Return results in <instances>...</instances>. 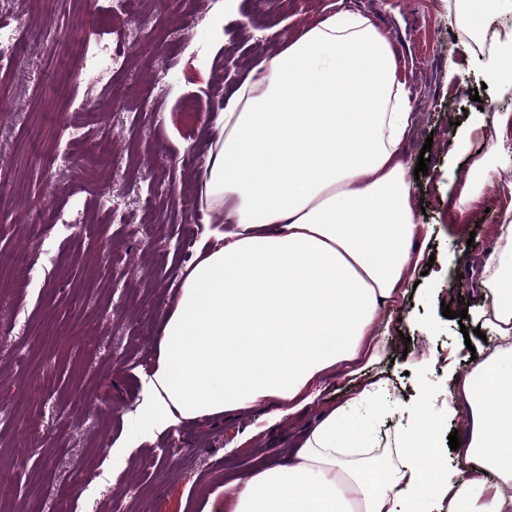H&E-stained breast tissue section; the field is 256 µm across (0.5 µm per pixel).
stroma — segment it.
<instances>
[{"label": "stroma", "instance_id": "35a3bbf8", "mask_svg": "<svg viewBox=\"0 0 512 512\" xmlns=\"http://www.w3.org/2000/svg\"><path fill=\"white\" fill-rule=\"evenodd\" d=\"M111 9L112 0H63L48 34L30 42L15 69L0 71V281L9 285L0 292V512L36 502L44 512H225V482L286 462L322 410L348 403L375 374L386 378L392 407L376 425L381 457L394 453L401 409L424 399L441 470L455 475L449 436L466 433L468 418L448 411L455 385L447 367L469 373L472 350L485 346L465 339L457 319L477 299L460 252L486 259L512 201L505 170L479 188L468 223H452L459 180L492 140L473 136L465 151L459 142L477 112L512 114V89L484 85L471 35L448 0H165L116 34L96 22ZM341 9L384 30L408 75L404 155L412 167L419 154L429 158L415 196L425 208L420 222L432 228L433 266L383 312V350L362 375L329 372L313 403L276 422L267 406L201 418L112 459L131 433L160 324L193 255L185 244L201 234L190 203L209 113L260 61ZM73 37L89 51L119 38L127 70L106 84L73 75ZM70 124L82 127L80 139L68 140ZM106 140L120 151L97 152ZM57 150L71 155L70 170L49 168ZM158 168L171 186L155 184ZM77 212L93 216L91 228L59 223V214ZM19 252L30 262L20 278L11 262ZM446 306L454 318L443 316ZM171 448L185 462L174 463Z\"/></svg>", "mask_w": 512, "mask_h": 512}]
</instances>
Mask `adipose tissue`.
Returning a JSON list of instances; mask_svg holds the SVG:
<instances>
[{"mask_svg": "<svg viewBox=\"0 0 512 512\" xmlns=\"http://www.w3.org/2000/svg\"><path fill=\"white\" fill-rule=\"evenodd\" d=\"M453 11L478 34L512 0H453ZM407 83L388 35L338 11L238 85L196 173L208 218L159 329L137 433L263 405L276 421L311 403L328 371L374 358L378 318L425 265L430 236L400 150L412 119ZM488 123L493 157L469 169L461 215L479 183L512 168V117L474 126ZM504 215L505 244L475 284L491 308L474 314L504 346L455 380L469 421L457 476L427 463L436 433L422 401L402 413V456L376 463L373 425L388 407L374 377L322 412L288 463L226 483L228 512H512L502 490L512 482V206ZM137 433L115 455L138 449Z\"/></svg>", "mask_w": 512, "mask_h": 512, "instance_id": "adipose-tissue-1", "label": "adipose tissue"}]
</instances>
